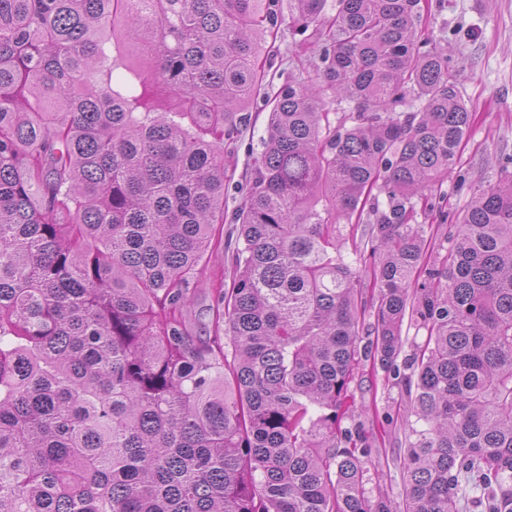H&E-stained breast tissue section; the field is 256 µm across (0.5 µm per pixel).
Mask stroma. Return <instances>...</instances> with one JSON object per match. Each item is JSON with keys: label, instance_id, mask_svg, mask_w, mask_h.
Returning <instances> with one entry per match:
<instances>
[{"label": "stroma", "instance_id": "stroma-1", "mask_svg": "<svg viewBox=\"0 0 512 512\" xmlns=\"http://www.w3.org/2000/svg\"><path fill=\"white\" fill-rule=\"evenodd\" d=\"M428 32L446 42L460 70V93L476 114L460 161L443 185L446 197L432 210L419 213L427 234L443 237L457 224L472 189L495 182L502 158L512 155V0H430ZM316 46L292 31L287 9H280L276 35L265 64L270 91L286 86L294 76H313ZM271 106L252 101L241 132L224 145V224L232 226L245 197L242 187L251 178L255 156L262 150ZM355 397L352 418L344 426L362 425L373 437L378 459L369 466L368 489L386 495L395 512L403 510V462L406 454L407 398L401 386L362 362L351 385Z\"/></svg>", "mask_w": 512, "mask_h": 512}]
</instances>
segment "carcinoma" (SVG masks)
<instances>
[{
	"label": "carcinoma",
	"mask_w": 512,
	"mask_h": 512,
	"mask_svg": "<svg viewBox=\"0 0 512 512\" xmlns=\"http://www.w3.org/2000/svg\"><path fill=\"white\" fill-rule=\"evenodd\" d=\"M327 4L288 0L317 81L272 96L279 0H0V512H393L341 426L361 352L408 399L403 512H512V158L435 245L458 71L421 0ZM117 20L144 78L114 80ZM258 96L230 248L224 142ZM210 304V297L204 288L195 291L193 304L188 311V320L194 333L204 334L208 330Z\"/></svg>",
	"instance_id": "carcinoma-1"
}]
</instances>
